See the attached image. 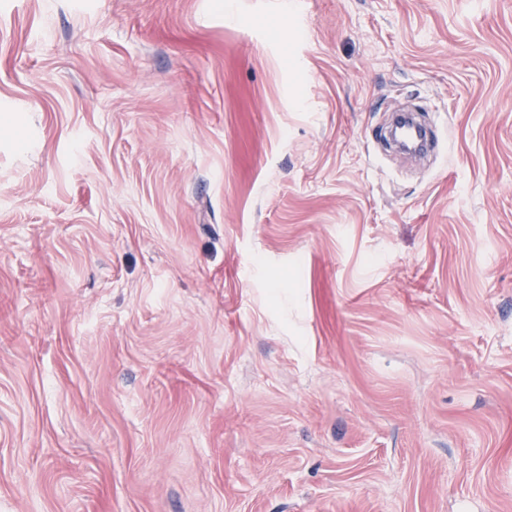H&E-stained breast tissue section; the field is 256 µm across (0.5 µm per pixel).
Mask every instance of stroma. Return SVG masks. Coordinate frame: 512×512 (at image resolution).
Instances as JSON below:
<instances>
[{
  "label": "stroma",
  "mask_w": 512,
  "mask_h": 512,
  "mask_svg": "<svg viewBox=\"0 0 512 512\" xmlns=\"http://www.w3.org/2000/svg\"><path fill=\"white\" fill-rule=\"evenodd\" d=\"M0 512H512V0H0Z\"/></svg>",
  "instance_id": "stroma-1"
}]
</instances>
